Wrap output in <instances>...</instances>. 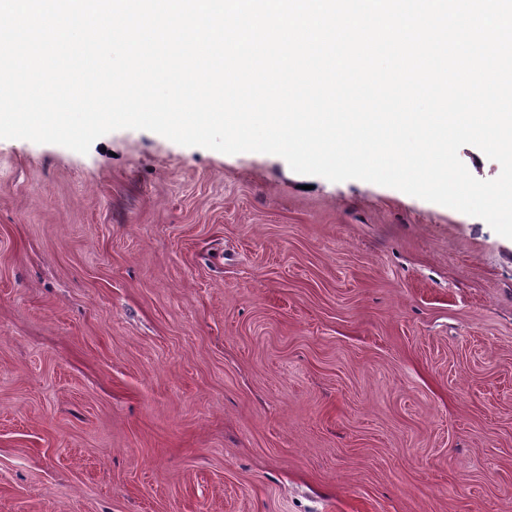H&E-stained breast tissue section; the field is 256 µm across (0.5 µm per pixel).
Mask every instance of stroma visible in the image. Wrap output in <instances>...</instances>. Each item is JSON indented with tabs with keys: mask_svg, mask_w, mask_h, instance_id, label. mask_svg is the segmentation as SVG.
<instances>
[{
	"mask_svg": "<svg viewBox=\"0 0 512 512\" xmlns=\"http://www.w3.org/2000/svg\"><path fill=\"white\" fill-rule=\"evenodd\" d=\"M0 512H512V239L272 154L0 139Z\"/></svg>",
	"mask_w": 512,
	"mask_h": 512,
	"instance_id": "35a3bbf8",
	"label": "stroma"
}]
</instances>
